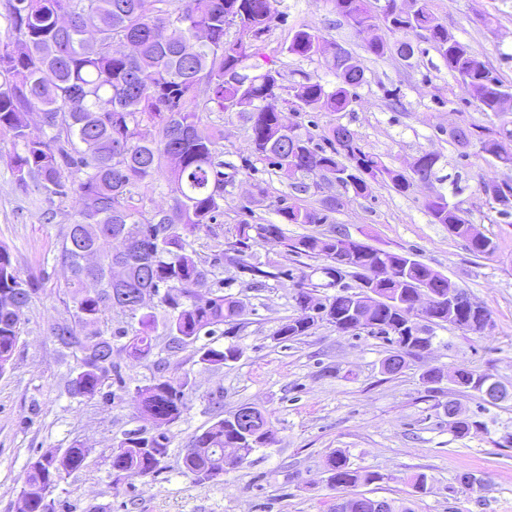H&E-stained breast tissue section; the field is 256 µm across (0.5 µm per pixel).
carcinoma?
I'll list each match as a JSON object with an SVG mask.
<instances>
[{"label": "carcinoma", "mask_w": 512, "mask_h": 512, "mask_svg": "<svg viewBox=\"0 0 512 512\" xmlns=\"http://www.w3.org/2000/svg\"><path fill=\"white\" fill-rule=\"evenodd\" d=\"M276 0H6V19L15 34L14 44L0 45V134L21 145L11 169L22 188L29 184L49 201L79 196L81 207L60 239L58 259L70 271L73 312L49 326L60 348L75 358L65 388L73 398L100 397L115 402L129 397L140 417L151 427L122 434L111 451L112 485L132 476L148 477L159 470L171 445L169 427L187 410L189 380L172 371V360L192 348L208 369L237 362L241 347L233 342L244 327L242 301L224 294V269L246 278L256 290L293 277L280 262L255 257L253 248L276 239L285 252L321 260L296 282L294 300L330 307L319 318L299 315L279 327L275 335L298 340L326 322L342 334L356 328L347 314L363 295L374 267L395 271L381 295L371 333L387 339L399 334L415 344L423 332L446 325L481 335L492 326L491 314L471 315L465 306L448 307L414 319L412 299L423 288L445 297L450 280L420 260L417 251L375 248L363 242L344 251L348 270L336 267V239L343 232L307 234L290 239L278 224H237L232 238L218 243L208 261L197 259L190 238L205 231L219 239L214 222L224 207V161L216 145L219 130L202 121V113L245 112L250 123L253 153L292 179L318 173L334 182L347 179L356 196L369 193L372 183H386L400 194L435 174L439 156L423 152L416 168L406 173L390 167L366 150L358 134L342 125L329 126L324 144L313 142L298 124H284L281 112L269 101L281 97L282 74L268 69L255 76L239 73L253 56L247 52L269 31L277 15ZM336 14L360 31L385 26L402 36L394 45L368 44L381 56L390 50L406 59L414 55L415 38L430 43L460 83L473 87L477 108L499 120L496 128L457 125L448 132L462 149L479 151L512 168V116L502 102L512 99V82L490 70L469 47L448 32L434 11L433 0H386L375 14L368 0H332ZM238 16L236 35L226 38L227 13ZM321 30L303 25L293 32L287 52L302 57L327 53ZM329 68L336 76L331 85L308 77L295 87L291 110L350 112L356 89L365 83L358 56L346 48L333 53ZM210 85L211 105L200 104L195 90ZM37 110L42 131L28 120ZM168 170L171 204L147 214L134 202L154 189L156 176ZM480 191L512 216V181ZM344 206L330 196L324 209H310L292 196L280 200L277 214L286 224H325L329 214ZM436 224L467 242L478 258L491 259L499 250L497 239H474L461 209L438 196L425 202ZM351 277L352 286L345 282ZM215 279L216 289L202 297L197 288ZM329 288L334 295H320ZM37 292L14 264L10 251L0 246V376L12 365L22 333L17 310L27 308ZM124 313L111 333L104 330L106 313ZM230 342L219 345L212 336ZM123 353L149 364L152 376L134 390L126 386L114 354ZM460 384L482 393L494 383L502 395L512 392L489 372L457 368ZM277 442L269 414L249 405L218 414L195 434L181 457L182 473L198 483L218 482L236 470L224 463V445L234 443L249 457ZM91 451L75 441L63 452L49 450L24 471V491L31 494L27 512H67L55 501L48 506L39 492L55 486L90 466ZM376 479L350 466L338 452L329 460V486L345 491Z\"/></svg>", "instance_id": "1"}]
</instances>
